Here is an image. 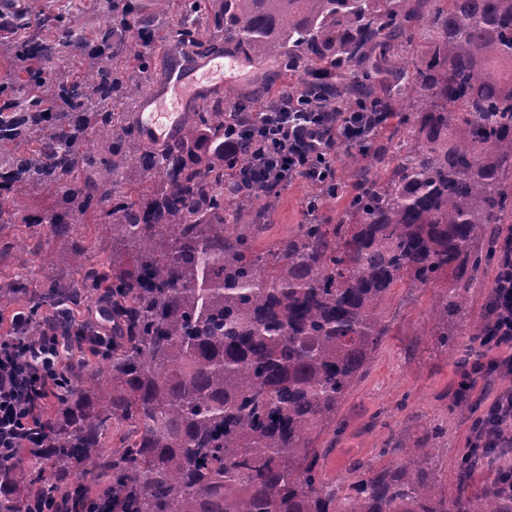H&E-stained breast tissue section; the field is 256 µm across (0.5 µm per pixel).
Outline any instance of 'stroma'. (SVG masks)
I'll return each instance as SVG.
<instances>
[{
    "mask_svg": "<svg viewBox=\"0 0 512 512\" xmlns=\"http://www.w3.org/2000/svg\"><path fill=\"white\" fill-rule=\"evenodd\" d=\"M281 80L269 60L232 75L224 88L257 93L265 102ZM307 191L300 179L285 188L261 245L276 244L296 232L303 221ZM439 291L436 285L394 289L388 302L392 332L342 405L336 433L324 438L326 476L337 489L346 490L353 462L396 463L406 443L421 438L424 429L436 427L442 435L429 466L439 486L455 492L467 451L469 405L493 396L503 382L442 350L435 337L438 321L433 312Z\"/></svg>",
    "mask_w": 512,
    "mask_h": 512,
    "instance_id": "stroma-1",
    "label": "stroma"
}]
</instances>
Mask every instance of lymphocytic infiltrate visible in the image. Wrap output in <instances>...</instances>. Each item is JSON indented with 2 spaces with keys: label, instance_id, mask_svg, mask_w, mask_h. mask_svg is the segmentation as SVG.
Returning a JSON list of instances; mask_svg holds the SVG:
<instances>
[{
  "label": "lymphocytic infiltrate",
  "instance_id": "obj_1",
  "mask_svg": "<svg viewBox=\"0 0 512 512\" xmlns=\"http://www.w3.org/2000/svg\"><path fill=\"white\" fill-rule=\"evenodd\" d=\"M332 112H272L270 126L282 143L280 159L291 169L307 162L297 146L319 147L325 166L335 167L339 147L330 132ZM500 255L487 302V334L481 357L488 373L512 376V228L499 237ZM20 314L10 319L9 335H0V463L13 460L19 448L33 446L45 432L43 408L59 395L66 372L76 365V354L59 348L54 333L28 338L21 334ZM467 441L469 452H485L498 464L500 445L512 447V388L479 400Z\"/></svg>",
  "mask_w": 512,
  "mask_h": 512
}]
</instances>
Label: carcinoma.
<instances>
[{
    "label": "carcinoma",
    "instance_id": "obj_1",
    "mask_svg": "<svg viewBox=\"0 0 512 512\" xmlns=\"http://www.w3.org/2000/svg\"><path fill=\"white\" fill-rule=\"evenodd\" d=\"M90 0L89 32L40 0L0 11V250L23 224L24 274L0 310L25 302V330L73 321L103 301L115 332L66 337L98 360L63 380L42 448L0 465V512H512L497 472L453 496L427 467L434 449L351 469L340 495L320 440L391 332L397 287L452 288L434 311L467 307L493 262L495 224L512 223V0ZM261 64L295 81L260 104L236 96L193 114L161 148L125 104L156 70L161 33ZM354 112L348 180L309 163L305 223L266 250L280 193L244 149L273 150L264 113ZM49 193L50 210L18 198ZM98 226L112 253L87 262L76 235ZM67 247L72 272L39 276ZM125 426L116 449L112 425Z\"/></svg>",
    "mask_w": 512,
    "mask_h": 512
}]
</instances>
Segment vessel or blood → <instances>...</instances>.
I'll return each mask as SVG.
<instances>
[{
  "label": "vessel or blood",
  "mask_w": 512,
  "mask_h": 512,
  "mask_svg": "<svg viewBox=\"0 0 512 512\" xmlns=\"http://www.w3.org/2000/svg\"><path fill=\"white\" fill-rule=\"evenodd\" d=\"M240 68L238 58L220 49L190 59L171 55L163 82L144 94L135 119L153 139L180 134L184 115L222 90L225 74Z\"/></svg>",
  "instance_id": "vessel-or-blood-1"
}]
</instances>
